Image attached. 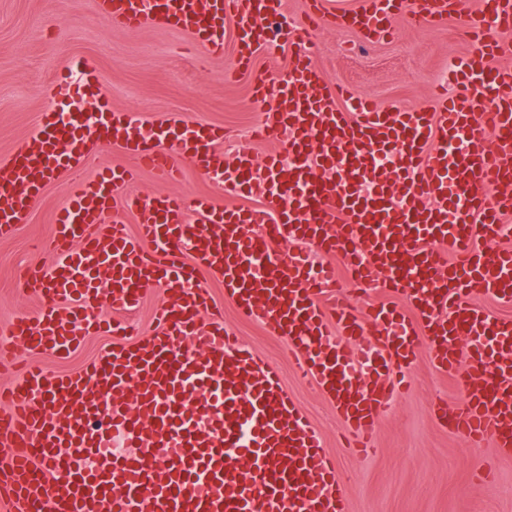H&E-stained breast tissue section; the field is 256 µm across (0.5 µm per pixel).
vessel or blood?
<instances>
[{
  "instance_id": "obj_1",
  "label": "vessel or blood",
  "mask_w": 512,
  "mask_h": 512,
  "mask_svg": "<svg viewBox=\"0 0 512 512\" xmlns=\"http://www.w3.org/2000/svg\"><path fill=\"white\" fill-rule=\"evenodd\" d=\"M309 4L287 21L292 64L275 84L254 55L270 22L286 20L285 0H96L108 25L179 30L203 63L223 54L233 20L236 71L265 105L252 135L282 150L228 163L223 128L186 118L142 134L134 113L113 111L85 59L72 65L79 88L52 87L30 142L5 163L0 238L53 178L68 176L69 191L39 245L51 266L24 281L38 307L0 334V367L14 365L20 345L65 358L90 331L124 342L73 373L28 365L0 389V512H346L347 476L274 368L230 336L204 269L241 316L287 337L300 378L331 400L358 453H375L378 420L421 352L464 388L459 405L438 406L439 421L512 454V318L476 303L512 300V249L496 244L512 218V42L498 38L512 31V0H478L466 31L476 48L430 110L384 109L327 84L316 35L353 26L377 43L396 18L439 25L464 0H359L352 13ZM91 144L119 145L164 184L193 165L241 203L131 195L128 169L89 173ZM391 152L392 170L378 168L376 156ZM119 205L135 213L136 233L113 217ZM286 237L341 254L361 287L399 290L407 307H356L301 253L276 255ZM150 288L165 294L155 325L130 337L126 317ZM103 305L113 319L98 318ZM355 345L378 348L372 371L354 374ZM116 442L123 453L108 454ZM90 455L96 465L83 467Z\"/></svg>"
}]
</instances>
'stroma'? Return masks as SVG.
Returning <instances> with one entry per match:
<instances>
[{"mask_svg": "<svg viewBox=\"0 0 512 512\" xmlns=\"http://www.w3.org/2000/svg\"><path fill=\"white\" fill-rule=\"evenodd\" d=\"M466 14L438 26L395 22L394 36L368 43L352 29L321 34L318 63L325 78L370 96L379 106L430 108L434 85L453 59L472 45L465 35ZM234 23L224 26V56L200 69L186 36L163 28L128 32L106 26L94 0H0V162L34 133L37 117L51 104L52 82L76 59L91 61L113 109L137 113L144 127L190 117L228 131L225 159L251 147L259 156L270 150L254 141L260 112L251 97L250 78L224 79L235 61ZM67 191L65 178L47 187L28 221L0 240V330L32 310L33 299L19 283L20 271L49 265L48 254L33 250L48 239L54 214ZM214 301L224 308V324L248 349L273 365L293 401L320 434L337 468L351 474L347 512H512V457L493 443L472 445L436 418L439 402L458 403L463 393L451 377L420 362L409 388L385 411L378 427L374 457L347 448L332 403L298 378L288 344L237 313L221 281L204 273ZM111 342L92 334L69 357L19 350V363H37L51 372L89 364ZM490 470L483 486L473 484L476 468Z\"/></svg>", "mask_w": 512, "mask_h": 512, "instance_id": "obj_1", "label": "stroma"}]
</instances>
